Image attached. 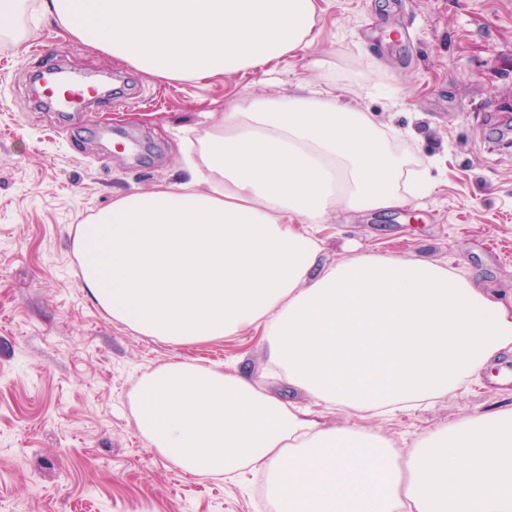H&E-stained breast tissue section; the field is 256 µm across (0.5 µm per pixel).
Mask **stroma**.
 Returning a JSON list of instances; mask_svg holds the SVG:
<instances>
[{"mask_svg":"<svg viewBox=\"0 0 512 512\" xmlns=\"http://www.w3.org/2000/svg\"><path fill=\"white\" fill-rule=\"evenodd\" d=\"M317 36L273 73L160 80L115 61L28 0L0 38V512H272L261 471L190 476L138 433V379L174 359L265 376L261 336L175 346L112 321L80 286L78 224L118 197L174 181L189 137L246 98L319 82L398 132L432 185L394 214L340 212L322 225L323 259L353 251L447 264L512 297V0H318ZM66 66L122 83L124 104L65 115L36 104L32 78ZM383 85L366 95L364 74ZM512 403V380L397 413L373 429L404 443L426 429Z\"/></svg>","mask_w":512,"mask_h":512,"instance_id":"obj_1","label":"stroma"}]
</instances>
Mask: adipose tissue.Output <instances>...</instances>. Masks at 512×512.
Wrapping results in <instances>:
<instances>
[{
    "instance_id": "1",
    "label": "adipose tissue",
    "mask_w": 512,
    "mask_h": 512,
    "mask_svg": "<svg viewBox=\"0 0 512 512\" xmlns=\"http://www.w3.org/2000/svg\"><path fill=\"white\" fill-rule=\"evenodd\" d=\"M41 15L164 80L233 77L316 37V0H40ZM324 75L236 103L184 156L183 180L128 194L76 228L81 286L142 336L189 345L260 332L310 404L246 374L176 360L132 397L141 437L183 473L266 474L278 512H512V405L396 451L324 413L385 417L468 391L512 355V303L445 264L357 253L320 261L337 211L429 192L398 133Z\"/></svg>"
}]
</instances>
